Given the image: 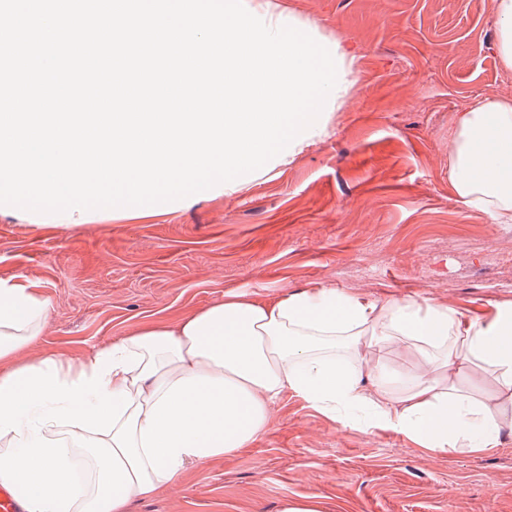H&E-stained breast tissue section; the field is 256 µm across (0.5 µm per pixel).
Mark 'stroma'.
Segmentation results:
<instances>
[{
    "label": "stroma",
    "mask_w": 512,
    "mask_h": 512,
    "mask_svg": "<svg viewBox=\"0 0 512 512\" xmlns=\"http://www.w3.org/2000/svg\"><path fill=\"white\" fill-rule=\"evenodd\" d=\"M248 2L355 50V83L327 135L238 193L163 215L67 226L0 213V280L50 305L24 357L77 362L232 290L336 287L477 316L512 305V224L466 208L448 175L457 113L478 96L512 99L493 0ZM310 497L322 512H512V433L432 453L288 394L251 448L188 468L130 512H281Z\"/></svg>",
    "instance_id": "obj_1"
}]
</instances>
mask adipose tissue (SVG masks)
<instances>
[{"instance_id":"adipose-tissue-1","label":"adipose tissue","mask_w":512,"mask_h":512,"mask_svg":"<svg viewBox=\"0 0 512 512\" xmlns=\"http://www.w3.org/2000/svg\"><path fill=\"white\" fill-rule=\"evenodd\" d=\"M459 200L512 223V100L474 98L450 144ZM49 304L0 280V486L26 512H128L186 469L250 448L292 393L343 425L391 430L429 451L494 448L512 411V306L380 304L338 288L258 301L248 291L175 322H147L74 362L25 360ZM400 344L419 370L367 365ZM491 371L494 403L465 386Z\"/></svg>"}]
</instances>
